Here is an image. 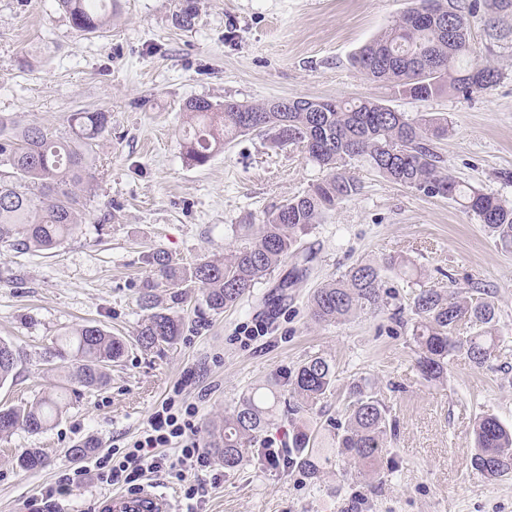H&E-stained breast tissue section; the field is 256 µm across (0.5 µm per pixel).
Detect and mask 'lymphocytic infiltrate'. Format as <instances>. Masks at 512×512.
<instances>
[{"label": "lymphocytic infiltrate", "mask_w": 512, "mask_h": 512, "mask_svg": "<svg viewBox=\"0 0 512 512\" xmlns=\"http://www.w3.org/2000/svg\"><path fill=\"white\" fill-rule=\"evenodd\" d=\"M197 415L195 404L167 396L124 452H106L94 457L90 464L65 469L54 485L26 502V512H51L56 501L91 479L135 491L151 474L175 476L183 487L185 512H197L204 490L200 474L209 466L197 440Z\"/></svg>", "instance_id": "1"}]
</instances>
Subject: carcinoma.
<instances>
[{
  "label": "carcinoma",
  "mask_w": 512,
  "mask_h": 512,
  "mask_svg": "<svg viewBox=\"0 0 512 512\" xmlns=\"http://www.w3.org/2000/svg\"><path fill=\"white\" fill-rule=\"evenodd\" d=\"M72 27L93 34L112 19V0H58ZM425 18L419 26L398 18L355 52L350 63L367 78L387 84L398 93L426 100L447 91L470 96L494 87L500 73L473 58L472 18L477 4L463 8L458 0H415L408 9ZM193 0L175 15L180 29L192 26ZM195 120L186 143V157L196 166L207 164L224 143L250 133L270 137L280 147L299 145L308 159L326 171L302 195L287 200L258 226L235 225L242 242L222 258L203 259L189 267L173 263L162 250L148 256L153 276L138 296L147 312L137 333L144 350L172 345L184 334L183 317L162 305L157 289H172L171 298L187 299L201 292L202 306L220 313L251 296L288 257L300 253L304 236L324 216L361 191L360 181L346 171L350 161L364 160L387 181L415 189L427 196L462 202L486 230L512 245V205L499 197L465 185L449 175L438 152V141L448 134V119L438 113L409 117L378 99L295 98L283 112L272 101L244 103L227 99L222 104L193 98L185 105ZM112 115L103 111L73 112L69 134L59 136L38 123H24L0 114V248L18 252L51 250L79 227L86 205L85 192L95 181V147L111 129ZM389 291L383 288L381 268L360 263L339 278L316 288L309 303L312 321L335 324L361 312L386 306ZM413 342L417 366L427 380H436L448 363L461 356L475 367L488 362L498 336L492 322L495 303L463 302L452 288L422 289L413 298ZM462 323L472 332L455 335ZM126 344L102 327L85 324L66 331L51 357L70 361L67 378L85 388L106 384L107 370L125 353ZM24 361V352L0 340V384ZM336 382V370L327 358L304 360L282 380L275 376L262 387L240 396L220 423L212 425L208 451L234 472L252 456L264 455L262 435L276 425L279 406L288 397V451L282 466L298 471L313 482L326 467L339 462L357 472H376L383 463L388 435L392 434L388 409L365 379L351 383L345 423L330 422L331 446L303 420ZM67 388L25 406L0 407V439L21 429L39 433L49 429L65 411ZM474 470L495 480L512 474V428L491 415L479 417L473 427ZM43 463V453L32 448L16 459L22 470Z\"/></svg>",
  "instance_id": "obj_1"
}]
</instances>
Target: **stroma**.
I'll use <instances>...</instances> for the list:
<instances>
[{
    "mask_svg": "<svg viewBox=\"0 0 512 512\" xmlns=\"http://www.w3.org/2000/svg\"><path fill=\"white\" fill-rule=\"evenodd\" d=\"M410 4L197 0L194 25L184 30L173 24L184 0H114L106 31L81 36L57 0H0V113L59 134L72 112L112 115L74 236L50 251L0 252V340L27 354L0 384V406L33 402L65 384V370H49L43 358L64 331L93 323L128 343L108 383L78 388L57 424L0 440V512H24L27 499L76 465L70 448H124L174 387L197 405L204 443L212 422L248 388L315 354L332 361L336 385L310 414L314 426L342 416L347 389L360 378L387 406L396 431L380 472L346 477L335 467L316 488L301 473L258 460L229 474L214 458L202 474L199 512H512V480L484 479L471 465L475 418L490 414L512 426V248L459 202L353 162L360 194L304 237L316 257L275 311L260 300L286 277V264L234 309L202 316L198 299L180 304L186 326L177 343L146 351L135 341L152 249L183 266L224 255L238 244L233 225L261 224L323 176L301 148H278L256 134L206 165L189 164L183 106L190 99L371 97L411 116L441 113L449 131L438 147L448 173L512 203V42L491 37L487 14L477 15L472 42L500 72L488 91L416 100L349 64ZM389 257L405 260L408 272H384L387 307L338 325L311 320L315 288L358 262ZM448 286L467 301H494L502 342L484 367L457 356L443 378L428 381L416 368L410 307L420 289ZM257 325L262 335H254ZM29 448L42 449L46 460L24 471L15 458Z\"/></svg>",
    "mask_w": 512,
    "mask_h": 512,
    "instance_id": "obj_1",
    "label": "stroma"
}]
</instances>
